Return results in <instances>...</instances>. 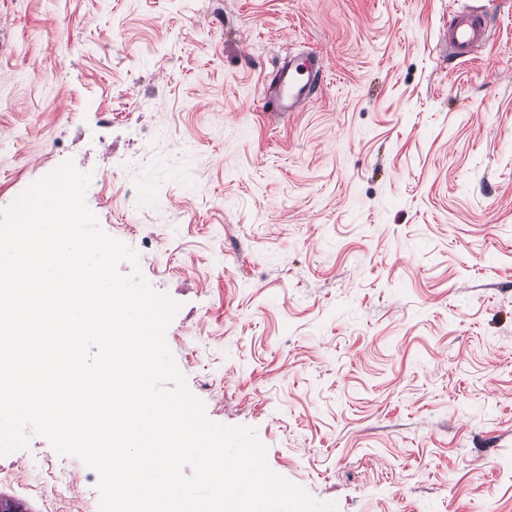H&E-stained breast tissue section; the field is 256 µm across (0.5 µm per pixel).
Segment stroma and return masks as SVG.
I'll list each match as a JSON object with an SVG mask.
<instances>
[{
    "label": "stroma",
    "instance_id": "35a3bbf8",
    "mask_svg": "<svg viewBox=\"0 0 512 512\" xmlns=\"http://www.w3.org/2000/svg\"><path fill=\"white\" fill-rule=\"evenodd\" d=\"M468 2L0 0V210L91 173L209 419L338 512H512V0L452 63ZM307 51L313 103L262 111ZM97 482L41 436L0 457L26 512Z\"/></svg>",
    "mask_w": 512,
    "mask_h": 512
}]
</instances>
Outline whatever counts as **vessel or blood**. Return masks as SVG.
<instances>
[{
    "label": "vessel or blood",
    "mask_w": 512,
    "mask_h": 512,
    "mask_svg": "<svg viewBox=\"0 0 512 512\" xmlns=\"http://www.w3.org/2000/svg\"><path fill=\"white\" fill-rule=\"evenodd\" d=\"M488 15L478 6L452 12L448 21V54L463 59L485 38ZM323 66L315 52L297 54L280 64L262 90L265 105L274 112H296L314 96L322 78Z\"/></svg>",
    "instance_id": "vessel-or-blood-1"
}]
</instances>
